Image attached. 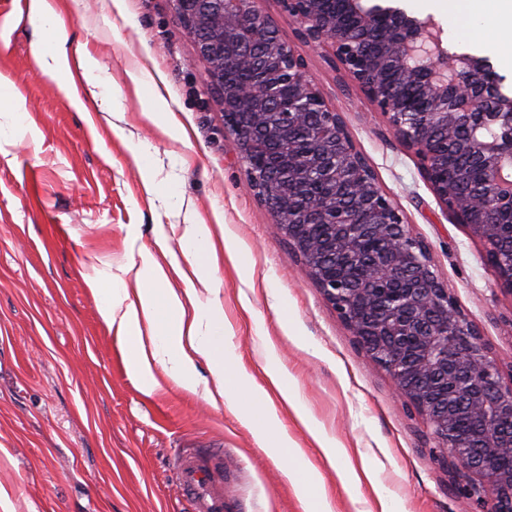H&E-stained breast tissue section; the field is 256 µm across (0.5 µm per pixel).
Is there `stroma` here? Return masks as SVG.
Here are the masks:
<instances>
[{"mask_svg":"<svg viewBox=\"0 0 512 512\" xmlns=\"http://www.w3.org/2000/svg\"><path fill=\"white\" fill-rule=\"evenodd\" d=\"M366 2L431 22L443 48L487 60L512 95V64L487 38H458L431 0ZM261 7L429 244L503 379L512 378V293L501 289L484 244L446 216L386 118L322 49L297 38L279 0ZM62 21L70 52L87 49L98 60L104 92L125 84L134 66L155 83L128 93L124 132L115 134L38 70L31 44L41 23L27 0H0V512H187L171 469L191 444L223 450L226 512H307L301 484L286 474L284 434L311 464L302 484H323L333 512H377V482L403 512H475L431 459L433 442L390 374L357 346L256 197L171 0H66ZM156 96L169 110L153 123L140 112ZM171 120L187 140L160 131ZM148 164L158 174L154 196L143 188ZM189 210L222 226L238 256L214 271L236 354L224 364L227 388L243 374L266 386L270 367H280L309 425L280 402L270 420L263 405H212L164 380L148 395L129 373L88 279L120 268L127 288H137L142 252L164 258L156 225L178 248ZM313 424L374 467L376 482L346 481L317 447Z\"/></svg>","mask_w":512,"mask_h":512,"instance_id":"stroma-1","label":"stroma"}]
</instances>
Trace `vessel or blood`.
<instances>
[{"label":"vessel or blood","mask_w":512,"mask_h":512,"mask_svg":"<svg viewBox=\"0 0 512 512\" xmlns=\"http://www.w3.org/2000/svg\"><path fill=\"white\" fill-rule=\"evenodd\" d=\"M173 470L191 512H226L223 455L203 448H184L175 455Z\"/></svg>","instance_id":"vessel-or-blood-1"}]
</instances>
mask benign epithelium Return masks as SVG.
Returning <instances> with one entry per match:
<instances>
[{"label":"benign epithelium","mask_w":512,"mask_h":512,"mask_svg":"<svg viewBox=\"0 0 512 512\" xmlns=\"http://www.w3.org/2000/svg\"><path fill=\"white\" fill-rule=\"evenodd\" d=\"M259 201L308 268L358 346L395 381L434 441L454 488L484 512H512V381L504 383L477 325L438 276L429 245L414 236L353 144L341 113L319 93L305 60L283 42L261 0H172ZM298 37L383 114L418 160L422 178L456 223L487 246L512 293V103L486 78L484 61L449 53L428 21L362 0H280ZM389 71L416 92L420 111L378 80ZM322 134L307 149L303 128ZM474 162L478 190L458 192L436 149Z\"/></svg>","instance_id":"7a95c632"}]
</instances>
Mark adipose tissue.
I'll return each instance as SVG.
<instances>
[{"instance_id":"adipose-tissue-1","label":"adipose tissue","mask_w":512,"mask_h":512,"mask_svg":"<svg viewBox=\"0 0 512 512\" xmlns=\"http://www.w3.org/2000/svg\"><path fill=\"white\" fill-rule=\"evenodd\" d=\"M27 8L42 24V33L31 46L40 70L56 80L77 107L90 100L108 118L123 120L124 88L102 96L97 59L87 51L70 56L60 0H28ZM445 9L449 21L467 36L482 35L490 26L512 33V0H446ZM169 258L174 266L183 259L192 263L196 286L181 294L169 288L165 268L146 253L136 292H128L120 276L105 271L96 273L92 292L115 343L129 351V370L145 392L154 391L161 373L176 386L213 403L228 395L224 363L216 358L224 350V317L212 297L211 271L219 255L210 228L196 213H186L179 250ZM200 358L209 360L210 378L200 377L196 364Z\"/></svg>"}]
</instances>
